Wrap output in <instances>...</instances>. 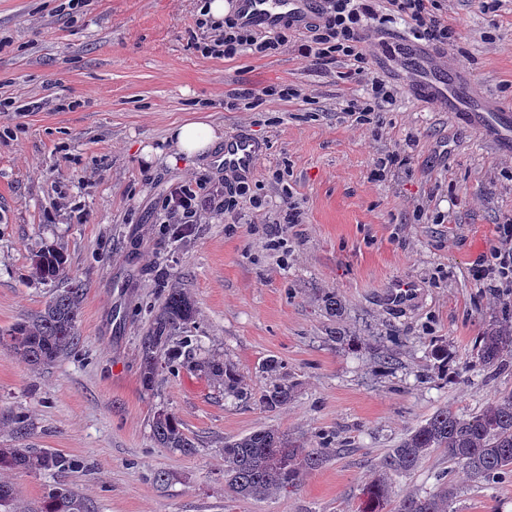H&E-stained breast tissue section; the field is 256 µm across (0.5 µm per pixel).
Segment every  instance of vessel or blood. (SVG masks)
Wrapping results in <instances>:
<instances>
[{"label": "vessel or blood", "instance_id": "obj_1", "mask_svg": "<svg viewBox=\"0 0 512 512\" xmlns=\"http://www.w3.org/2000/svg\"><path fill=\"white\" fill-rule=\"evenodd\" d=\"M315 0H233L242 21L263 31H273L284 22L304 27L313 16ZM399 51L411 59L408 70L415 95L434 102L450 116L494 140L505 150L512 149V105L493 100L475 83L460 78L456 65L436 53L412 44L408 37L397 38ZM262 154L261 147L244 132L224 139V169L251 178Z\"/></svg>", "mask_w": 512, "mask_h": 512}]
</instances>
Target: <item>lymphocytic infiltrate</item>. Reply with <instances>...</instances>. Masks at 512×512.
Returning a JSON list of instances; mask_svg holds the SVG:
<instances>
[{"label": "lymphocytic infiltrate", "mask_w": 512, "mask_h": 512, "mask_svg": "<svg viewBox=\"0 0 512 512\" xmlns=\"http://www.w3.org/2000/svg\"><path fill=\"white\" fill-rule=\"evenodd\" d=\"M438 4L439 0H386L378 8L374 0H319L314 22L298 34L288 25L274 32L251 28L232 11L216 21L204 10L196 20L197 26L206 31L199 50L202 56L215 59H232L246 51L267 57L287 50L291 37H298L299 55L313 65L346 64L344 79L366 88L364 97L350 102L348 112L369 116L395 105L400 90L369 68L365 43L386 34L389 24L400 18L407 22L415 39L452 50L456 32L440 15ZM249 191L247 181L232 176L225 177L223 187L209 191L199 180L187 177L169 187L161 209L173 236L182 237L207 218L212 203H219L225 213L232 214L240 197Z\"/></svg>", "instance_id": "1"}]
</instances>
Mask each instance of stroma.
<instances>
[{
    "mask_svg": "<svg viewBox=\"0 0 512 512\" xmlns=\"http://www.w3.org/2000/svg\"><path fill=\"white\" fill-rule=\"evenodd\" d=\"M64 2L0 0V99L16 104L0 112V330L49 300L53 284L30 275L41 250L61 249L87 287L79 341L53 366L0 347V448L29 443L83 463L0 473L21 503L69 484L96 512H358L379 459L438 408L469 414L512 395V354L489 369L476 359L477 338L512 321V283L473 276L512 220V153L408 91L378 122L357 123L345 108L359 86L289 50L203 57L200 0H87L76 13ZM441 5L458 32L456 65L512 104V0ZM272 84L307 99L224 103L231 90ZM201 118L261 143L253 179L264 205L241 200L235 216L212 213L176 240L163 191L224 177L218 156L184 157L167 140L172 123ZM146 145L157 150L149 161ZM391 153L406 165L375 179ZM292 200L300 223H277ZM399 283L419 297L386 305ZM176 286L195 309L190 343L149 389L140 340ZM437 342L448 346L444 379L428 358ZM208 360L233 368L242 394L200 370ZM283 379L297 397L268 410L259 396ZM160 409L179 417L194 454L155 443ZM265 427L331 437L334 451L293 489L228 496L225 441ZM443 479L458 489L449 512H512V479L471 481L440 451L394 479L391 501Z\"/></svg>",
    "mask_w": 512,
    "mask_h": 512,
    "instance_id": "stroma-1",
    "label": "stroma"
}]
</instances>
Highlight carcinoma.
Wrapping results in <instances>:
<instances>
[{"label":"carcinoma","mask_w":512,"mask_h":512,"mask_svg":"<svg viewBox=\"0 0 512 512\" xmlns=\"http://www.w3.org/2000/svg\"><path fill=\"white\" fill-rule=\"evenodd\" d=\"M32 276L43 282L65 280L45 307L31 317L0 331V346L5 347L31 367H47L70 351L78 341L84 284L67 280L66 260L62 252L47 248L32 258ZM193 303L180 288L168 293L141 340V376L146 387L156 383L164 363L176 358L169 345L173 333L190 322ZM512 351V323L490 328L480 337L477 360L491 367ZM437 374L448 371V345L433 344L429 352ZM212 376L224 381V389L241 392L236 372L220 362L208 364ZM297 384L275 383L260 396V403L271 410L288 405L295 398ZM153 436L163 448L186 455L196 451L185 435L178 417L160 410L152 419ZM331 440L325 438L315 448L289 437L277 429L263 428L224 442V482L229 491L244 497L261 499L276 490L297 486L300 476L318 469L328 458ZM441 450L448 461L465 470L474 480L497 484L512 477V396L497 399L481 411L459 414L448 407L437 409L381 459L377 475L364 488L360 512H385L390 502L391 479L407 474L429 454ZM78 467L75 460L42 448H0V470L24 472L69 470ZM455 488L446 483L426 497L403 499L395 512H448ZM13 487L0 481V512H15ZM26 512H95L91 501L78 491L64 486L50 489Z\"/></svg>","instance_id":"cac0c4a2"}]
</instances>
